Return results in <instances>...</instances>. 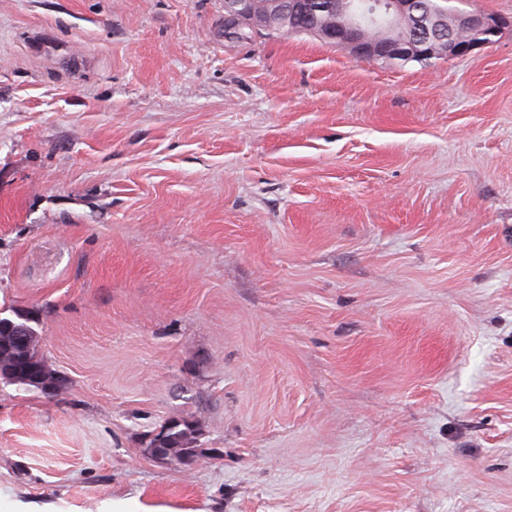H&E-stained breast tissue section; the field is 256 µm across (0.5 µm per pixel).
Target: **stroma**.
Masks as SVG:
<instances>
[{
  "mask_svg": "<svg viewBox=\"0 0 512 512\" xmlns=\"http://www.w3.org/2000/svg\"><path fill=\"white\" fill-rule=\"evenodd\" d=\"M223 16L0 0V310L61 380H0V498L512 512V28L373 64ZM181 426V423L172 424L167 428V431L166 429L161 430L153 436V446H157L162 442V435L166 431L162 446L160 448H149L155 460L165 464L174 462L184 464L187 461L183 457L172 454L168 448H172L178 454L194 455V448L190 446L191 432L189 427L185 424H183L184 428H181Z\"/></svg>",
  "mask_w": 512,
  "mask_h": 512,
  "instance_id": "obj_1",
  "label": "stroma"
}]
</instances>
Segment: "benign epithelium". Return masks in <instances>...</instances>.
I'll return each mask as SVG.
<instances>
[{
    "mask_svg": "<svg viewBox=\"0 0 512 512\" xmlns=\"http://www.w3.org/2000/svg\"><path fill=\"white\" fill-rule=\"evenodd\" d=\"M347 0H282L281 9L298 30L346 47L360 60L384 63L407 58L465 57L491 44L490 38L512 26V20L484 11H447L418 0H375L373 14L384 15L391 25L410 23L411 37L375 38L365 34L359 16L342 17ZM266 20L257 9V0H224V42L235 46L239 39L231 31L245 30L252 37L268 31ZM22 343L30 335L23 322L0 318V328ZM163 432L152 438L150 452L160 463L183 464L186 459L159 447Z\"/></svg>",
    "mask_w": 512,
    "mask_h": 512,
    "instance_id": "1",
    "label": "benign epithelium"
}]
</instances>
